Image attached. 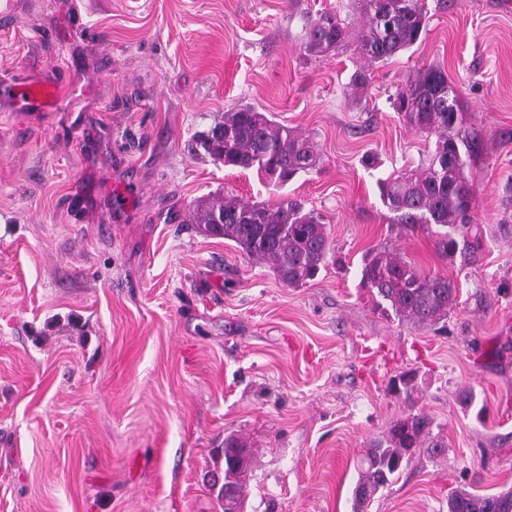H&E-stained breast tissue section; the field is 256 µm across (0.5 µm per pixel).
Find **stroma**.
Returning <instances> with one entry per match:
<instances>
[{"mask_svg":"<svg viewBox=\"0 0 512 512\" xmlns=\"http://www.w3.org/2000/svg\"><path fill=\"white\" fill-rule=\"evenodd\" d=\"M356 4L0 0V76L49 69L64 89L36 119L0 108V512H223L202 475L230 434L253 450L243 512H353L364 448L418 412L447 456L413 459L365 512L512 489V239L496 233L512 0H425L426 36L385 62L304 51L308 21ZM432 65L482 145L467 172L490 238L474 266L440 259L379 199V179L434 149L390 104ZM238 105L316 145L317 167L284 192L330 235L326 269L301 287L184 221L210 194L279 195L190 150ZM378 246L457 279L444 327L374 312L359 268ZM406 370L409 400L389 389Z\"/></svg>","mask_w":512,"mask_h":512,"instance_id":"obj_1","label":"stroma"}]
</instances>
